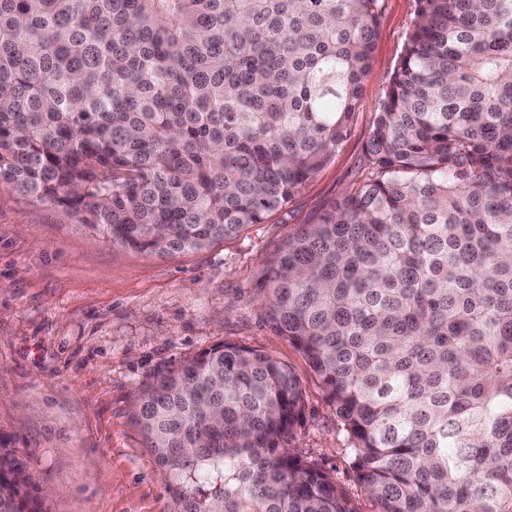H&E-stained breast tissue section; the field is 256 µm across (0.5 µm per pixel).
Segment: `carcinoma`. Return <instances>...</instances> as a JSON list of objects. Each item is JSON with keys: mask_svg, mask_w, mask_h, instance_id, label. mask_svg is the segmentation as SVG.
Masks as SVG:
<instances>
[{"mask_svg": "<svg viewBox=\"0 0 512 512\" xmlns=\"http://www.w3.org/2000/svg\"><path fill=\"white\" fill-rule=\"evenodd\" d=\"M381 0H0V182L112 242L264 224L346 140ZM362 183L266 266L377 512H512V0H417ZM302 384L224 342L131 420L177 512H357L293 445ZM0 443V512H42Z\"/></svg>", "mask_w": 512, "mask_h": 512, "instance_id": "cac0c4a2", "label": "carcinoma"}]
</instances>
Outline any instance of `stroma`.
Returning <instances> with one entry per match:
<instances>
[{
	"instance_id": "stroma-1",
	"label": "stroma",
	"mask_w": 512,
	"mask_h": 512,
	"mask_svg": "<svg viewBox=\"0 0 512 512\" xmlns=\"http://www.w3.org/2000/svg\"><path fill=\"white\" fill-rule=\"evenodd\" d=\"M381 5L344 144L282 210L235 240L167 256L138 252L0 184V441L16 448L43 512H175L130 420L133 398L155 374L224 342L292 368L306 404L296 448L331 474L357 512H377L312 371L271 327L259 283L288 236L365 177L366 143L416 0Z\"/></svg>"
}]
</instances>
